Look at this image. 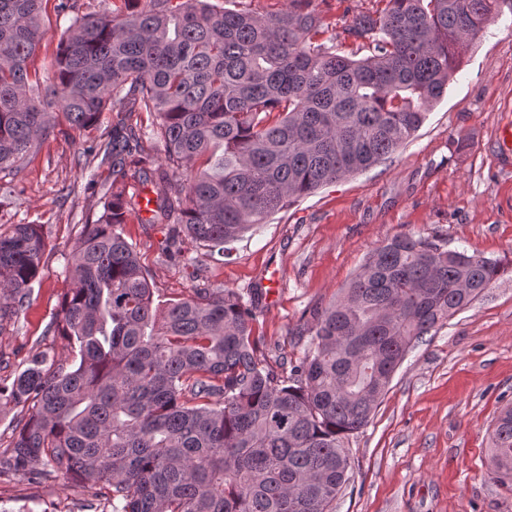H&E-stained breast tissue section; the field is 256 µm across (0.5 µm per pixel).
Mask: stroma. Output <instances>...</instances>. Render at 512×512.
<instances>
[{"instance_id":"stroma-1","label":"stroma","mask_w":512,"mask_h":512,"mask_svg":"<svg viewBox=\"0 0 512 512\" xmlns=\"http://www.w3.org/2000/svg\"><path fill=\"white\" fill-rule=\"evenodd\" d=\"M386 0H312L319 39L346 56L364 57V40L344 29L359 14H379ZM44 37L34 57L49 69L72 22L47 0ZM512 119V13L492 16L461 57L454 82L433 103L413 138L381 163L324 186L227 244L223 256L187 241L182 261L163 252L166 226L130 219L123 227L164 306L199 288L241 294L279 271L273 301L254 323L268 362L297 361L294 335L315 309L335 301L367 255L406 233L445 249L499 260L496 282L468 308L415 342L394 374L374 418L349 441L351 479L335 512H512V481L489 472V432L512 405V171L496 161L493 137ZM84 132L59 123L17 170L0 173V224L42 225L49 255L20 313L0 327V383L34 354L71 360L50 325L66 287L65 265L99 194L85 190L78 163ZM96 487L65 478L0 482V512H95Z\"/></svg>"}]
</instances>
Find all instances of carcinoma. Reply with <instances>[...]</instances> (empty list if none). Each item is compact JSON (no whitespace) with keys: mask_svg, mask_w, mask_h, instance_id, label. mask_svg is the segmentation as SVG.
<instances>
[{"mask_svg":"<svg viewBox=\"0 0 512 512\" xmlns=\"http://www.w3.org/2000/svg\"><path fill=\"white\" fill-rule=\"evenodd\" d=\"M43 0H0V173L19 168L64 118L112 130L86 142L112 182L67 260L48 352L0 384V413L22 408L0 451V479L60 476L100 485L102 512H333L349 480L351 436L371 423L414 341L443 326L500 274L497 260L397 234L367 256L336 302L297 327L302 358L285 376L258 356L249 300L224 288L153 308L154 291L121 225L164 224L224 245L297 199L393 154L426 119L489 16L512 0H387L344 32L363 58L317 43L312 0L259 16L207 0H123L120 14H74L51 74L31 69ZM135 112L148 128L128 124ZM224 145L216 161L212 145ZM162 184L148 218L127 177ZM39 224L0 230V323L40 274ZM494 478L512 480V408L491 433Z\"/></svg>","mask_w":512,"mask_h":512,"instance_id":"carcinoma-1","label":"carcinoma"}]
</instances>
